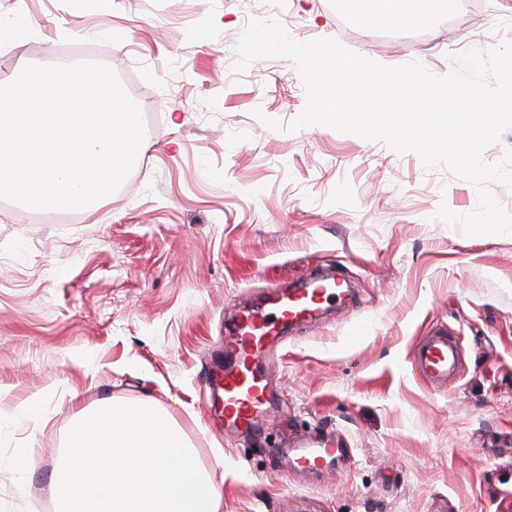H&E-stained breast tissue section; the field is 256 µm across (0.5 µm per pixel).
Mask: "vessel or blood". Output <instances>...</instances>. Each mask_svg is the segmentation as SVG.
I'll list each match as a JSON object with an SVG mask.
<instances>
[{"instance_id":"obj_1","label":"vessel or blood","mask_w":512,"mask_h":512,"mask_svg":"<svg viewBox=\"0 0 512 512\" xmlns=\"http://www.w3.org/2000/svg\"><path fill=\"white\" fill-rule=\"evenodd\" d=\"M348 289L343 278L316 275L292 284L270 288L264 299L252 303L224 325V366L213 370L208 381L222 402L225 427L251 432L269 397L259 365L261 354L282 339L293 324L321 316L325 303H343ZM459 360L456 343L434 334L421 341L415 353V368L432 381L447 380ZM351 455L350 449L313 443L297 449L294 466L319 474Z\"/></svg>"}]
</instances>
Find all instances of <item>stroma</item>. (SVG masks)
Returning <instances> with one entry per match:
<instances>
[{
    "instance_id": "1",
    "label": "stroma",
    "mask_w": 512,
    "mask_h": 512,
    "mask_svg": "<svg viewBox=\"0 0 512 512\" xmlns=\"http://www.w3.org/2000/svg\"><path fill=\"white\" fill-rule=\"evenodd\" d=\"M451 31L372 46L339 0H282L297 40L337 39L385 66L449 73L479 47L455 4ZM236 0H0L15 68L99 62L156 116L134 168L77 223L34 221L0 199V512H58L53 480L77 414L151 398L224 493L223 512H512V234L466 236L434 219L475 187L385 143L290 121L304 88L286 58L233 69ZM324 271L353 302L272 345L271 405L255 435L218 434L208 371L224 320L278 281ZM453 336L447 383L416 373L422 337ZM38 402L43 425L24 418ZM354 455L310 476L300 443ZM32 457L27 472L19 462Z\"/></svg>"
}]
</instances>
